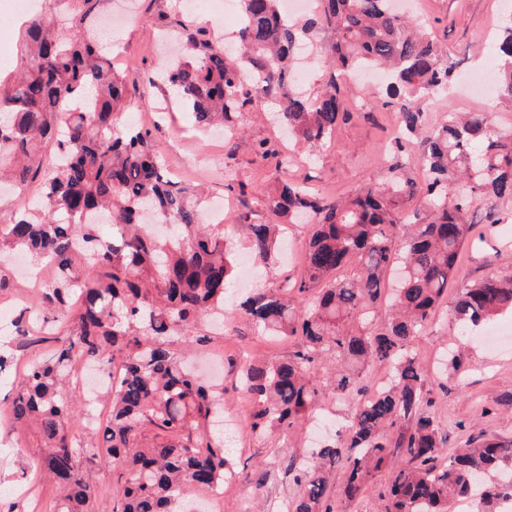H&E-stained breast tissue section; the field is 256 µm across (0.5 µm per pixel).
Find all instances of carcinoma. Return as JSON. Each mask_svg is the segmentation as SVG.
Wrapping results in <instances>:
<instances>
[{
    "mask_svg": "<svg viewBox=\"0 0 512 512\" xmlns=\"http://www.w3.org/2000/svg\"><path fill=\"white\" fill-rule=\"evenodd\" d=\"M36 16L27 31L26 67L0 97V179L15 189L38 187L33 213L0 225V251L22 250L53 265L37 322L68 325L73 339L25 372L11 402L16 424L34 423L45 442L43 464L57 480L55 512H93L97 490L82 462L105 463L115 484L113 512H175L187 487L207 491L231 475L223 395L183 363L173 348L200 344L201 320L224 311L235 268L231 236L199 213L200 193L171 173L153 144L152 130L121 123L124 79L98 40L82 28L100 0H62ZM236 39L222 43L215 28L163 15L188 59L165 65L162 80L203 127L233 122L247 107L267 106L288 137L310 150L333 144L336 125L349 115L336 72L386 71L383 105L398 112L401 135L423 130V180L401 173L368 182L344 198L312 193L293 182L265 198L282 224L242 225L261 266L280 262L289 224H308L300 281L259 288L237 313L264 335L292 345L286 358L243 361L235 387L252 403L247 431L262 438L302 426L323 398L355 396L347 423L317 445L309 459L288 465L299 487L289 512H338L327 473L343 470L342 500L358 501L381 469L390 468L382 512H448L458 500L496 507L512 494V445L485 441L442 459V423L431 412L428 374L412 350L433 320L460 247L468 212L512 198V133L492 130L484 112H448L427 128L425 102L448 90L456 61L447 46L417 22L395 12L391 0H318L301 25L283 15L279 0H237ZM323 31L321 88L295 92L293 60L304 37ZM499 92L512 102V19L494 45ZM262 157L286 169L285 148L258 143ZM463 182V190L448 187ZM418 200L412 214L401 204ZM168 224V234L143 230V214ZM110 226L102 235L97 226ZM355 269L339 277L348 261ZM402 267L394 311L378 319L385 277ZM512 312V277H488L461 291L451 311L473 336L501 312ZM121 364L100 424L95 408L73 394L82 363ZM389 371V383L371 388L369 368ZM92 427L94 441L77 432ZM162 441L140 444L146 429Z\"/></svg>",
    "mask_w": 512,
    "mask_h": 512,
    "instance_id": "obj_1",
    "label": "carcinoma"
}]
</instances>
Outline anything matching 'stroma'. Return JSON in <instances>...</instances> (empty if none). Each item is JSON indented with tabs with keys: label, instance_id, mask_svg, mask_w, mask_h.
<instances>
[{
	"label": "stroma",
	"instance_id": "1",
	"mask_svg": "<svg viewBox=\"0 0 512 512\" xmlns=\"http://www.w3.org/2000/svg\"><path fill=\"white\" fill-rule=\"evenodd\" d=\"M176 0H101L97 19L127 11L128 24L101 32L100 46L126 78L124 115L139 113L140 122L151 126L156 144L164 151L169 165L190 181L204 184L211 200L228 197L224 169L232 167L237 177L252 189L247 203L234 206L229 223L240 217L251 222H270L274 216L263 199L285 180L305 182L310 190L329 196H347L367 181L383 183L393 172L388 147L396 112L376 107L367 113L353 110L339 123L335 148L318 152L316 157H300L284 171L256 152L260 141L275 138L277 129L267 112L254 109L244 115L242 133L233 135L230 144L213 140L201 131L183 106L155 73L166 65L161 52L162 14L168 13ZM503 0H417L415 13L428 23L433 35L446 43L461 69L479 65L493 38L488 29L502 12ZM28 14L15 12L12 0H0V94L11 88L24 63L23 35ZM486 112L492 127L512 129V105L479 97H462L459 90L440 96L428 113L430 121L439 120L447 111ZM499 223H489L486 211L475 208L471 223L481 231V238L467 241L461 248L454 281L448 290L456 295L462 288L491 276L512 275V199L500 202ZM0 275L15 280L12 292L0 296V344L11 342L14 355L36 359L45 345L16 346L13 317L22 310V297L34 290L16 277L7 255L0 254ZM210 342L198 345L190 353L195 367H202L206 356L215 350L224 352V427L236 438L239 456L246 463L238 486L229 488L224 498V512H280L298 493L287 463L302 459L311 444V427L289 434L256 439L246 434L244 423L247 401L235 388V367L246 352L287 357L289 345L256 336L244 320L227 321L223 330L211 331ZM462 346L460 370L442 365V348ZM413 349L427 368L432 382L433 410L443 425L445 455L464 447L471 438L480 437L512 444V404L504 395L512 393V344L485 350L477 344H462L458 326L448 305H440L431 324L417 337ZM21 445L0 447V512H32L36 505L33 487L44 496L57 492L52 480H40L32 465L41 454L42 437L37 427L19 432Z\"/></svg>",
	"mask_w": 512,
	"mask_h": 512
}]
</instances>
